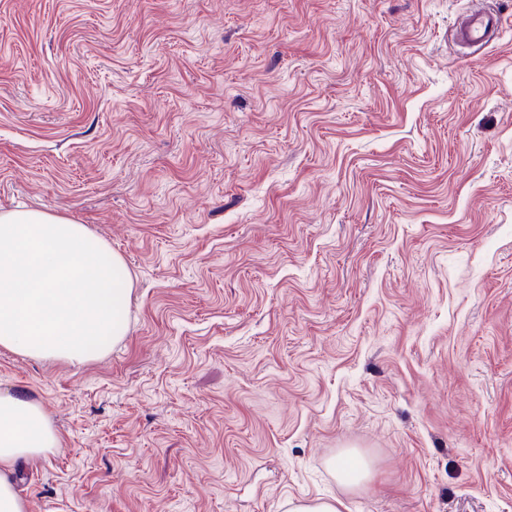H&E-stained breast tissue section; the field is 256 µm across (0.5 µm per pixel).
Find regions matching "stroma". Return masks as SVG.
Instances as JSON below:
<instances>
[{
    "mask_svg": "<svg viewBox=\"0 0 512 512\" xmlns=\"http://www.w3.org/2000/svg\"><path fill=\"white\" fill-rule=\"evenodd\" d=\"M0 0V210L131 275L26 512H512V0ZM368 463L350 489L331 466ZM500 28V14L484 9L463 13L456 23L459 44L472 51L485 48L499 33Z\"/></svg>",
    "mask_w": 512,
    "mask_h": 512,
    "instance_id": "35a3bbf8",
    "label": "stroma"
}]
</instances>
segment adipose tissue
Wrapping results in <instances>:
<instances>
[{"instance_id":"adipose-tissue-1","label":"adipose tissue","mask_w":512,"mask_h":512,"mask_svg":"<svg viewBox=\"0 0 512 512\" xmlns=\"http://www.w3.org/2000/svg\"><path fill=\"white\" fill-rule=\"evenodd\" d=\"M58 445V434L37 403L0 391V512H26L14 489L15 461L43 456Z\"/></svg>"}]
</instances>
